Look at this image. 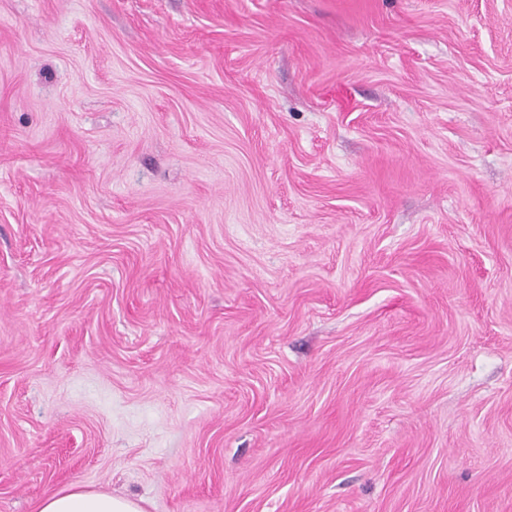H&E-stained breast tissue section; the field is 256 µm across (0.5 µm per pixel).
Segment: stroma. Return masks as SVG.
I'll use <instances>...</instances> for the list:
<instances>
[{"mask_svg":"<svg viewBox=\"0 0 512 512\" xmlns=\"http://www.w3.org/2000/svg\"><path fill=\"white\" fill-rule=\"evenodd\" d=\"M512 512V0H0V512ZM37 512H144L138 501L109 493L89 491L79 484L68 490L47 495Z\"/></svg>","mask_w":512,"mask_h":512,"instance_id":"1","label":"stroma"}]
</instances>
